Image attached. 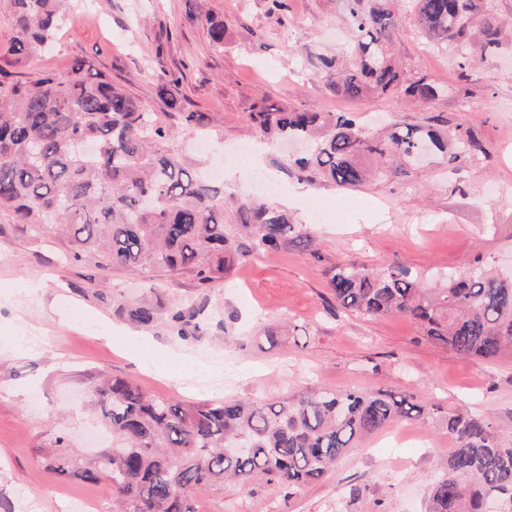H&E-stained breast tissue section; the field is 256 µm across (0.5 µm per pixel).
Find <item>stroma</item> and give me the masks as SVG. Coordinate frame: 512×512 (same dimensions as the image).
Here are the masks:
<instances>
[{"label":"stroma","instance_id":"obj_1","mask_svg":"<svg viewBox=\"0 0 512 512\" xmlns=\"http://www.w3.org/2000/svg\"><path fill=\"white\" fill-rule=\"evenodd\" d=\"M73 2L55 50L29 53L18 64L4 52L15 30L9 0H0V69L63 71L84 57L173 126L175 147L188 148L196 130L159 94L162 73L176 72L182 111L213 118L206 163L222 159L227 146L258 142L250 114L265 106L350 112L366 125L385 117L425 127L437 117L449 129L471 131L486 151L463 165L436 159L406 177L345 191L279 168L284 153H301V143L264 152L262 170L283 186V205L313 237L318 256L260 252L216 288L189 271L109 266L100 252L76 251L67 234L15 223L0 211V512H79L85 502L112 512L106 483L57 478L40 453L61 434L78 462L100 448L92 384L103 375L185 403L270 400L312 385L417 396L435 413L371 435L292 497L253 483L200 489L193 504L196 512H328L337 502L343 512H425L430 481L445 470L453 446L445 414L467 409L512 430V359L461 355L406 317L343 310L328 280L345 263L399 264L428 288L480 259L512 272V43L461 71L453 52L432 48L402 0L393 52L405 74L428 76L443 94L429 102L398 92L349 99L328 88L314 65L320 53L356 58L342 0H289L284 19L269 13L267 0ZM200 6L223 22V47L212 46L207 20L195 15ZM186 303L205 310L199 335L183 341L170 328V312ZM140 304L154 309L151 325L130 318ZM279 327L284 335L268 342L266 331ZM129 332L208 371L233 362L237 381L206 391L157 376L119 342Z\"/></svg>","mask_w":512,"mask_h":512}]
</instances>
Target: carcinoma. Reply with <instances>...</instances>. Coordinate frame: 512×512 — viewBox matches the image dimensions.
I'll use <instances>...</instances> for the list:
<instances>
[{"instance_id":"1","label":"carcinoma","mask_w":512,"mask_h":512,"mask_svg":"<svg viewBox=\"0 0 512 512\" xmlns=\"http://www.w3.org/2000/svg\"><path fill=\"white\" fill-rule=\"evenodd\" d=\"M16 37L9 53L32 45L47 52L67 19V0H9ZM395 0H343L354 31L356 62L318 58L317 69L338 95L359 98L401 91L428 102L444 88L427 76L408 77L391 53ZM417 23L438 49L457 51L461 68L498 51L512 31L490 12V0H412ZM210 42L224 45V23L204 15ZM75 58L64 73L43 70L26 80L0 71V210L19 224H58L76 250L97 248L114 267L196 271L214 287L239 262L261 251L292 247L312 253V239L272 202L250 196L227 201L224 184L209 179L172 147L170 127L155 119L103 72ZM179 78L160 89L169 108L179 104ZM250 119L271 140L301 139L306 155L287 172L349 190L368 177L407 173L419 146L453 163L484 152L470 132L449 136L437 127L373 130L346 112L261 109ZM336 304L368 318L404 316L431 339L461 355L497 360L512 356V279L479 260L441 288H424L399 265L339 264L329 278ZM194 305L172 310L184 339L200 331ZM112 432L82 466L63 436L46 454L58 477L106 482L113 512H195L203 487L262 482L294 491L329 468L365 437L398 421L431 413L391 391L336 392L313 386L276 400H230L187 405L152 397L120 378L93 384ZM455 445L447 469L430 486L427 512H482L486 498L512 504V433L486 416L448 414Z\"/></svg>"}]
</instances>
